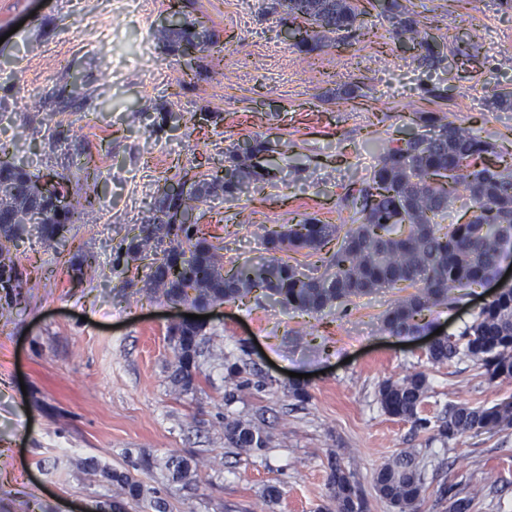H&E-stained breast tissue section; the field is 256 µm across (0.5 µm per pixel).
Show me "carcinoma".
Returning a JSON list of instances; mask_svg holds the SVG:
<instances>
[{
  "instance_id": "obj_1",
  "label": "carcinoma",
  "mask_w": 512,
  "mask_h": 512,
  "mask_svg": "<svg viewBox=\"0 0 512 512\" xmlns=\"http://www.w3.org/2000/svg\"><path fill=\"white\" fill-rule=\"evenodd\" d=\"M298 23L302 38L296 47L306 53L324 47L341 48L336 41L342 32L356 31L368 14L360 0H274ZM394 35L425 50L423 60L434 65L439 53L422 34L400 0H389L386 14ZM196 23L157 30L158 40L180 48L185 42L200 47L214 42L216 34L195 31ZM429 126L438 129L435 139L425 135L401 143L382 139L378 161L371 176L353 184L342 198L353 210L356 223L323 224L304 218L278 230H268L264 241L273 253L311 250L328 254L325 270L307 274L276 257L244 263L224 273L223 255L197 224H172L169 211L182 207L194 211L203 194L221 189L234 196L254 182L272 179L271 171L250 163L252 155L234 150L235 182L228 184L213 176L208 185L193 182L186 193L162 196L150 220L139 227L125 249L126 264L147 263L149 274L142 288L168 303L205 307L219 301L243 298L254 291L264 293L281 307L318 315L353 297L367 296L382 288H413L384 312L381 329L398 337L415 336L424 326L422 313L438 306L459 303L460 291L483 285L494 278L502 257L512 255V164L492 161L491 142L467 127L430 116ZM85 197L81 209L61 214L38 204L35 179L22 169H0V286L18 290L23 274L12 257L11 247L35 223L41 236L61 244L68 224L95 218L100 202L98 175L85 167ZM461 183L473 204V214L463 224L443 228L436 218L448 215L449 184ZM205 325L183 324L170 328L175 341L173 379L184 387L196 379V359L206 342ZM481 365L489 380L512 379V283L501 285L496 297L482 306L458 338L444 336L427 350V357L444 364L458 355ZM429 390L426 374L410 373L399 380L379 385L378 401L392 417L412 420L426 427L420 407ZM437 435L453 440L465 433L502 431L512 428V397L490 406L450 405L434 423ZM224 434L235 448L260 452L267 436L240 420L224 422ZM94 471L117 483L133 500L144 497L142 484L127 474L101 468ZM172 481H185L192 469L187 458L166 462ZM329 485L335 512H362L363 501L355 499L354 480L336 461L330 465ZM375 488L394 512H416L424 488V474L412 453H402L376 474ZM449 512H471L474 498L462 496L455 486L446 491Z\"/></svg>"
}]
</instances>
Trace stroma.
I'll return each mask as SVG.
<instances>
[{"label": "stroma", "instance_id": "35a3bbf8", "mask_svg": "<svg viewBox=\"0 0 512 512\" xmlns=\"http://www.w3.org/2000/svg\"><path fill=\"white\" fill-rule=\"evenodd\" d=\"M443 56L428 66L403 52L388 19L371 11L369 36L309 54L284 41L271 0H0V154L35 175L67 181L84 202L83 162L100 174L94 221L70 225L66 246L26 229L12 252L33 287L0 316V512H89L111 500L152 512L91 471L88 460L132 473L169 512H321L328 462L352 473L363 512H392L375 491L378 470L417 455L426 471L420 512H448V485L475 497L474 512H512V429L441 440L434 428L385 414V380L421 371L420 415L447 405L490 406L512 379L488 381L471 358L426 357L425 338L456 334L493 287L427 312L422 335L380 330L396 288L318 315L287 310L262 292L209 307L196 382L172 379L168 329L190 305L126 283L118 251L152 216L165 184L210 181L241 140L276 144V177L244 193L203 197L199 225L222 247L225 270L268 258L266 230L303 217L352 224L341 198L377 159L368 141L426 130L436 115L470 127L512 163V111L491 110L512 91V7L500 0H401ZM219 41L195 61L154 32L174 4ZM94 280L76 284L84 253ZM306 331L296 345L295 331ZM306 376V399L292 376ZM259 426L258 453L231 447L225 419ZM151 469H133L140 454ZM173 456L193 459L189 483L172 481ZM277 505L265 507L266 486Z\"/></svg>", "mask_w": 512, "mask_h": 512}]
</instances>
